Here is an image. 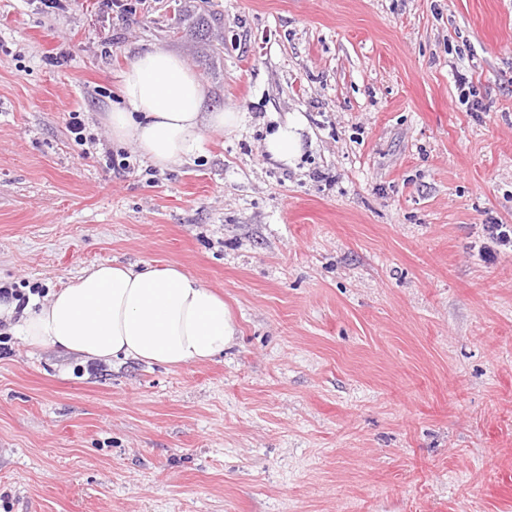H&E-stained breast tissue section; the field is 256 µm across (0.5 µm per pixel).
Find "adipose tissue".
<instances>
[{
  "mask_svg": "<svg viewBox=\"0 0 512 512\" xmlns=\"http://www.w3.org/2000/svg\"><path fill=\"white\" fill-rule=\"evenodd\" d=\"M206 86L179 56L156 46L133 56L120 76V101L103 119L114 142L129 143L159 169L180 166L205 134L230 131L234 109L204 111ZM304 118L291 114L265 140L273 160L294 164L304 148ZM0 301V320L17 321L35 349L55 348L111 362L177 367L212 360L234 346L237 325L222 296L181 268L147 263L93 266L39 309L16 316Z\"/></svg>",
  "mask_w": 512,
  "mask_h": 512,
  "instance_id": "ef3b65f1",
  "label": "adipose tissue"
}]
</instances>
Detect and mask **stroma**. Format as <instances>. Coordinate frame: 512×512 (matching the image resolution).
<instances>
[{"label": "stroma", "instance_id": "obj_1", "mask_svg": "<svg viewBox=\"0 0 512 512\" xmlns=\"http://www.w3.org/2000/svg\"><path fill=\"white\" fill-rule=\"evenodd\" d=\"M154 45L243 115L174 170L103 121ZM292 112L313 139L293 166L264 147ZM493 220L512 225V0H0V286L42 305L100 263L174 264L240 330L168 368L1 326L0 512H512Z\"/></svg>", "mask_w": 512, "mask_h": 512}]
</instances>
